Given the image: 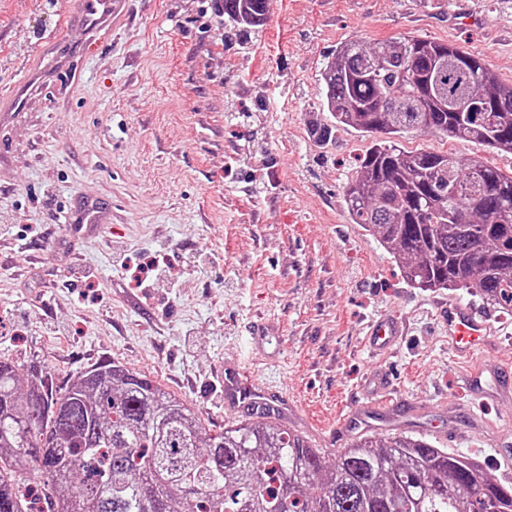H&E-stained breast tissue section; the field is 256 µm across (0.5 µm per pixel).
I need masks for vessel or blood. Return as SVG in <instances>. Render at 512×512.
<instances>
[{
    "label": "vessel or blood",
    "mask_w": 512,
    "mask_h": 512,
    "mask_svg": "<svg viewBox=\"0 0 512 512\" xmlns=\"http://www.w3.org/2000/svg\"><path fill=\"white\" fill-rule=\"evenodd\" d=\"M76 9L90 27L108 25L112 29L124 28L129 19L128 0H77ZM81 48L72 43L60 45L58 53L48 62L32 63L24 82L13 85L9 90L0 91V115L10 116L24 109L27 104V87L43 77L71 76L75 57ZM66 223L84 224L88 228L106 223L107 214L94 199H86L82 206L70 209ZM438 321L448 333V341L454 353L463 359L475 353L490 349L491 326L482 314L451 304L440 308ZM405 329L401 322L392 318L375 320L367 333L369 343L378 350L393 346L403 336ZM472 392L479 397L493 393H512V370L489 368L488 371L472 372L467 378ZM224 399L226 405L242 407L285 408L286 402L279 392L256 388L247 371L236 364L224 368Z\"/></svg>",
    "instance_id": "obj_1"
}]
</instances>
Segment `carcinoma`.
I'll return each mask as SVG.
<instances>
[{
	"label": "carcinoma",
	"instance_id": "carcinoma-1",
	"mask_svg": "<svg viewBox=\"0 0 512 512\" xmlns=\"http://www.w3.org/2000/svg\"><path fill=\"white\" fill-rule=\"evenodd\" d=\"M268 0H224L245 35ZM325 121L381 137L345 187L360 224L417 288L473 289L512 308V172L482 158L406 151L424 130L512 153V86L448 42L399 37L341 45L321 74ZM322 448L265 416L206 432L181 398L121 362L91 365L55 388L32 361L0 359V512H497L512 484L426 440L364 436ZM29 470L37 482L18 476Z\"/></svg>",
	"mask_w": 512,
	"mask_h": 512
}]
</instances>
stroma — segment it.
Here are the masks:
<instances>
[{
  "label": "stroma",
  "mask_w": 512,
  "mask_h": 512,
  "mask_svg": "<svg viewBox=\"0 0 512 512\" xmlns=\"http://www.w3.org/2000/svg\"><path fill=\"white\" fill-rule=\"evenodd\" d=\"M69 0H0V87L32 59ZM115 31L73 21L78 84L49 79L0 122V356L39 361L55 383L119 361L181 397L213 431L251 415L225 408V363L288 394L273 422L328 455L361 436L405 432L496 462L512 448V396L480 405L436 320L456 302L485 312L495 357L512 363V312L472 290L412 287L400 263L351 223L344 185L372 143L309 134L324 65L352 40L411 35L484 58L512 84V0H268L251 37L216 0H129ZM408 150L453 151L512 171V154L413 132ZM112 209L91 233L64 226L74 200ZM406 328L374 354L366 325ZM265 323V357L252 327ZM384 390L381 414L367 396Z\"/></svg>",
  "instance_id": "stroma-1"
}]
</instances>
